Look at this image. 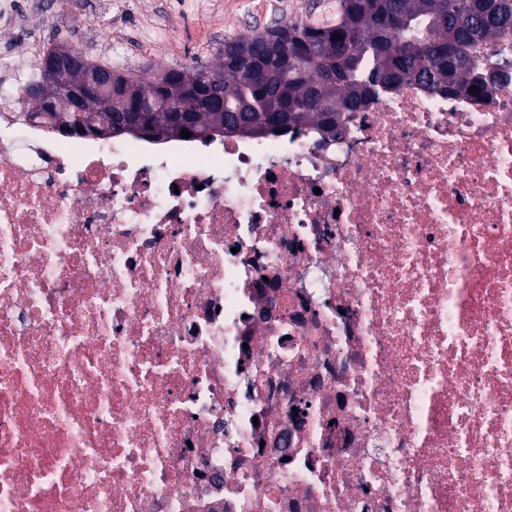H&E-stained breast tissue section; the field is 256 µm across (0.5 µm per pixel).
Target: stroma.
I'll return each instance as SVG.
<instances>
[{
	"instance_id": "stroma-1",
	"label": "stroma",
	"mask_w": 512,
	"mask_h": 512,
	"mask_svg": "<svg viewBox=\"0 0 512 512\" xmlns=\"http://www.w3.org/2000/svg\"><path fill=\"white\" fill-rule=\"evenodd\" d=\"M22 21L0 31L16 58L30 44H64L113 70L146 78L209 66L227 40L289 20L324 24L336 0H15Z\"/></svg>"
}]
</instances>
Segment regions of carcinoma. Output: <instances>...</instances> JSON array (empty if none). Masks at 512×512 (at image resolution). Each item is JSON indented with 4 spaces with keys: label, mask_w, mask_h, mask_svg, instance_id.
Returning a JSON list of instances; mask_svg holds the SVG:
<instances>
[{
    "label": "carcinoma",
    "mask_w": 512,
    "mask_h": 512,
    "mask_svg": "<svg viewBox=\"0 0 512 512\" xmlns=\"http://www.w3.org/2000/svg\"><path fill=\"white\" fill-rule=\"evenodd\" d=\"M343 42L345 57L336 52ZM496 62L512 66V0H337L332 23L276 24L224 43V54L209 67L172 69L162 79L128 76L112 99V118L123 119V110L162 94L184 118L174 126L173 113L148 112L146 124L173 138L184 130L210 141L303 125L329 132L340 113L413 83L480 101L495 85L486 68ZM206 74L224 91L222 112L186 90ZM101 108L95 102L82 116L32 109L21 116L81 134L86 122L103 117Z\"/></svg>",
    "instance_id": "1"
}]
</instances>
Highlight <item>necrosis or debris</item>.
Masks as SVG:
<instances>
[{"label":"necrosis or debris","instance_id":"4bbe7bcc","mask_svg":"<svg viewBox=\"0 0 512 512\" xmlns=\"http://www.w3.org/2000/svg\"><path fill=\"white\" fill-rule=\"evenodd\" d=\"M0 72V512H512V91L98 139Z\"/></svg>","mask_w":512,"mask_h":512}]
</instances>
